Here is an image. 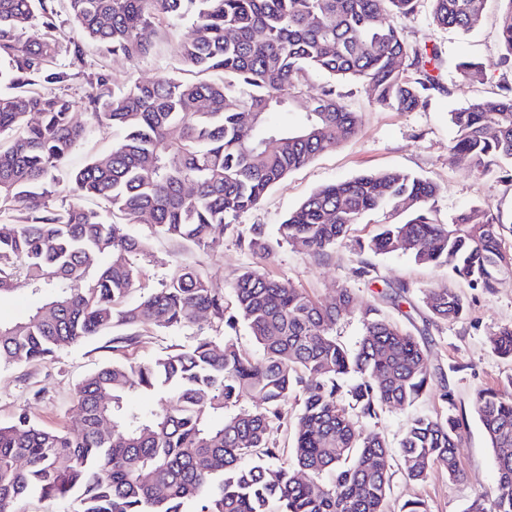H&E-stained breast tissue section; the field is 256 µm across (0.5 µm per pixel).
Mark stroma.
Here are the masks:
<instances>
[{
    "label": "stroma",
    "mask_w": 512,
    "mask_h": 512,
    "mask_svg": "<svg viewBox=\"0 0 512 512\" xmlns=\"http://www.w3.org/2000/svg\"><path fill=\"white\" fill-rule=\"evenodd\" d=\"M501 0H486L479 28L463 35L437 27L432 20L430 0H420L416 11L407 16H391L393 23L410 45L436 46L443 59L438 72L441 83L449 87L446 95L431 98L426 107L412 112H397L372 101L361 84L337 81L336 90L349 111L358 113L356 133L336 149L322 153L307 165L292 171L277 183L259 206L241 214L238 232L260 226L272 251L269 257L253 254L240 244L237 234L224 236L215 251L197 250L193 259L208 274L213 288L224 292L225 305L235 278L248 267H258L279 280L291 282L321 303L334 302L339 288L354 289L359 309L377 306L388 319L410 331L424 344L432 368L448 375L449 400L439 390L424 394L405 409H387L366 424L367 430L396 445L413 416L418 413L458 418L457 455L461 479H449L441 468H433L422 482L409 480L399 464L391 466L390 494L386 512H400L402 504L420 499L430 512H466L479 496L491 494L496 485L495 456L477 420L472 401L482 389L512 391V360L498 357L488 343L497 327L512 323V276L504 277L491 291L473 289L449 275L446 268L418 264L403 251L361 257L356 243L368 240L379 225L392 222L389 212L366 213L348 239L339 242L323 257L300 254L279 242L277 229L288 214L297 209L318 188L354 178L371 171L404 170L435 183L434 215L446 224L461 210L488 204L499 210L504 222H512V181H504L498 170L475 169L463 156L449 157L448 145L456 135L450 112L471 101L495 97L501 72L499 17ZM191 33L190 22L162 31L151 53L135 61L103 56L87 47L82 65L71 68L69 80L62 84H41L40 92L59 94L75 105V117L85 121V101L105 77L112 90L139 81H150L172 74L177 66L174 47L178 39ZM482 62L484 81L465 80L456 69L461 58ZM137 232L148 240V251L139 260L143 270L138 295L158 288L178 259L179 243L152 235L149 225L140 224ZM368 260L370 272L359 277L355 271L361 260ZM405 284L407 298L401 306L382 300L386 286ZM458 290L467 303L463 319L435 322L423 304L427 290L435 286ZM208 317L196 319L188 327L159 332L138 328L132 345L116 350L108 335L59 351L54 357L22 366H0V424L27 413L41 427L62 431L77 429L79 417L74 408L75 388L86 376L112 361H143L167 347L189 344L193 337L213 335Z\"/></svg>",
    "instance_id": "stroma-1"
}]
</instances>
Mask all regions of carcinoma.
<instances>
[{"label":"carcinoma","instance_id":"cac0c4a2","mask_svg":"<svg viewBox=\"0 0 512 512\" xmlns=\"http://www.w3.org/2000/svg\"><path fill=\"white\" fill-rule=\"evenodd\" d=\"M55 2L0 0V298L21 284L41 296L26 318L0 320V366L52 357L118 327L181 329L200 312L223 342L196 337L147 361L101 367L75 389L81 425L73 432L44 429L25 414L0 424V512H16L32 492L74 495L78 512H385L391 453L364 422L412 404L436 381L448 399L445 374L431 371L417 338L376 307L357 310L349 288L324 306L256 268L234 282L229 314L224 294L186 257L161 287L130 303L147 247L131 224H149L187 249H215L291 171L355 134L358 115L333 86L304 95L312 72L359 82L397 112L450 93L433 74L438 50L408 46L381 21L413 13L419 0H64L87 41L129 61L151 51L161 25L193 28L175 57L196 79L101 89L87 98L88 124L74 120L69 99L37 89L68 80L57 66L61 52L72 66L84 61L80 43L62 48ZM485 2L431 0L432 18L467 34ZM502 2L498 65L512 70V0ZM36 22L41 33L32 37ZM456 68L469 81L486 75L468 59ZM272 112L299 118L273 126ZM450 122L457 135L449 155L483 171L512 166V82L450 113ZM100 126L112 129V147L69 169L70 200L56 203V173ZM435 193L411 173H364L317 189L278 235L298 253L324 256L366 212L388 209L405 220L381 225L360 251L391 253L404 242L415 262L445 267L473 288L491 290L511 276L512 228L488 205L439 224ZM237 237L256 254L270 252L257 226ZM425 306L440 321L466 313L463 296L446 286L430 289ZM355 311L363 333L351 349L333 329ZM241 322L258 359L229 338ZM488 342L512 359V324ZM134 395L155 404L134 406ZM292 398L301 412L283 466L284 451L266 434L288 422ZM473 410L495 452L497 482L467 512H512V393L483 389ZM459 427L452 416H416L399 442L406 477L423 481L440 467L456 478Z\"/></svg>","mask_w":512,"mask_h":512}]
</instances>
